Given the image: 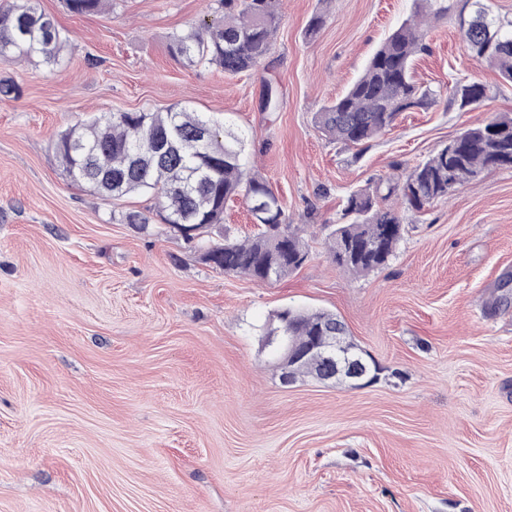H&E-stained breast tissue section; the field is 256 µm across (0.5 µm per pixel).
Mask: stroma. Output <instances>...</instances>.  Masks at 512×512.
I'll list each match as a JSON object with an SVG mask.
<instances>
[{
    "mask_svg": "<svg viewBox=\"0 0 512 512\" xmlns=\"http://www.w3.org/2000/svg\"><path fill=\"white\" fill-rule=\"evenodd\" d=\"M447 4L415 77L484 84L487 104L440 97L349 148L315 114L413 0H283L270 55L236 76L167 52L172 34L220 18L217 0L87 15L36 0L68 42L53 67L0 62L16 88L0 98V512H512V305L490 308L512 280V169L403 212L394 255L367 276L324 243L347 192L512 113V85L461 40L471 5ZM184 105L244 135L245 162L303 229L309 256L287 277L204 263L155 196L104 199L54 151L101 113ZM131 211L147 231L123 221ZM288 307L335 313L370 379L283 384L266 340Z\"/></svg>",
    "mask_w": 512,
    "mask_h": 512,
    "instance_id": "35a3bbf8",
    "label": "stroma"
}]
</instances>
